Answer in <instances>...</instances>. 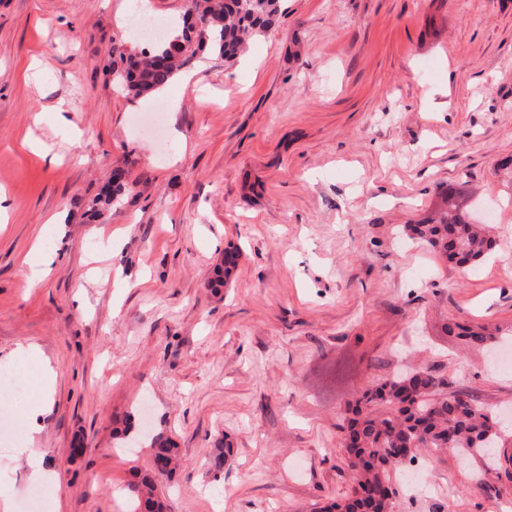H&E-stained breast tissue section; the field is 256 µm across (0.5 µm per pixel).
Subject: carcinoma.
<instances>
[{"mask_svg":"<svg viewBox=\"0 0 512 512\" xmlns=\"http://www.w3.org/2000/svg\"><path fill=\"white\" fill-rule=\"evenodd\" d=\"M186 19L181 30L139 50L115 47L112 54V81L127 96H152L201 55H217L235 63L246 42L268 33L278 22V0H186ZM126 187V178L112 171L109 182L84 205L90 221L102 218L103 211ZM409 231L426 243L443 260L462 268H473L489 255L495 242L470 222L463 207L448 195L447 207ZM448 333L465 348L491 350L497 337L484 326L452 323ZM342 426L347 467L353 475L350 496L320 508V512H394L400 495L395 471L416 461L417 453L456 449L463 457L478 456L483 467L474 473L480 481L499 463L497 449L512 445L501 420L482 406L472 394L452 388V382L433 367L412 373L394 374L368 384L347 405ZM151 470L128 485L135 503L134 512H165L156 495L157 483L172 477L178 465V448L162 432L149 436ZM231 448H214L209 470L224 469Z\"/></svg>","mask_w":512,"mask_h":512,"instance_id":"1","label":"carcinoma"}]
</instances>
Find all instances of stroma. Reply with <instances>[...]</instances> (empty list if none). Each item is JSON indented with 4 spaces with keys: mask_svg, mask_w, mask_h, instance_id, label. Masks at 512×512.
<instances>
[{
    "mask_svg": "<svg viewBox=\"0 0 512 512\" xmlns=\"http://www.w3.org/2000/svg\"><path fill=\"white\" fill-rule=\"evenodd\" d=\"M132 0H0V492L22 512L17 450L46 449L61 512H128L151 467L144 431L181 466L167 512H312L344 499L346 403L371 379L435 367L512 417V0H281L228 66L209 55L159 94L112 83L135 47ZM73 124H34V103ZM164 104L161 134L137 113ZM128 189L85 222L114 169ZM453 187L489 217L478 268L408 239ZM54 258L28 278L35 241ZM242 256L212 287L225 249ZM484 325L494 353L443 327ZM37 356L23 360L19 352ZM54 381L34 392L42 367ZM131 416L133 447L112 436ZM233 457L207 468L216 441ZM433 492L397 512H512V462L477 484L455 452L418 457Z\"/></svg>",
    "mask_w": 512,
    "mask_h": 512,
    "instance_id": "obj_1",
    "label": "stroma"
}]
</instances>
